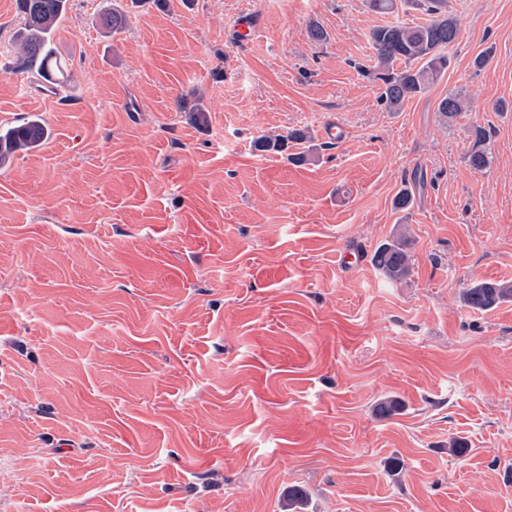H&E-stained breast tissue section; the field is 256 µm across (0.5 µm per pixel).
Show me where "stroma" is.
Segmentation results:
<instances>
[{
  "label": "stroma",
  "mask_w": 512,
  "mask_h": 512,
  "mask_svg": "<svg viewBox=\"0 0 512 512\" xmlns=\"http://www.w3.org/2000/svg\"><path fill=\"white\" fill-rule=\"evenodd\" d=\"M448 12V71L392 112L357 67L421 9L70 0L53 94L7 69L0 0V127L47 130L0 167V512H284L292 485L301 512H512V302L461 300L512 281V0ZM295 128L309 161L253 146ZM401 235L392 282L372 256ZM474 146L469 153L467 159L469 166L477 171H483L489 167L491 163V152L486 146V133L480 128L473 130ZM509 300H512V282L505 280L479 281L462 293V302L473 310H487Z\"/></svg>",
  "instance_id": "35a3bbf8"
}]
</instances>
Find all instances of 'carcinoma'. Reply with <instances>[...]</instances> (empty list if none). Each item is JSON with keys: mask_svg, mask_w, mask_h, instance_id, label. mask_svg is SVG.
<instances>
[{"mask_svg": "<svg viewBox=\"0 0 512 512\" xmlns=\"http://www.w3.org/2000/svg\"><path fill=\"white\" fill-rule=\"evenodd\" d=\"M425 9L431 16L428 23L410 26L394 23L376 26L369 38L375 51L376 65L365 74L382 83L380 98L391 111L401 108L404 101L423 93L441 78L450 66L447 49L460 34L457 18L448 13V0H409ZM21 18L20 27L13 36L16 54L11 69L23 70L41 78L47 91L55 93L70 83V74L55 56L54 31L66 13L68 0H16ZM466 110V101L458 94H450L438 104L444 118L454 120ZM474 146L468 155L469 166L483 171L491 163V152L486 146V133L473 130ZM46 137L42 120L34 116L18 126L0 128V166L17 152L39 146ZM311 142L309 132L295 129L286 136L261 137L256 141L259 151L280 152L288 143ZM375 266L392 282L405 280L411 271L407 242L397 237L381 244L373 254ZM512 300V282L505 280L479 281L462 293V302L473 310H487Z\"/></svg>", "mask_w": 512, "mask_h": 512, "instance_id": "obj_1", "label": "carcinoma"}]
</instances>
